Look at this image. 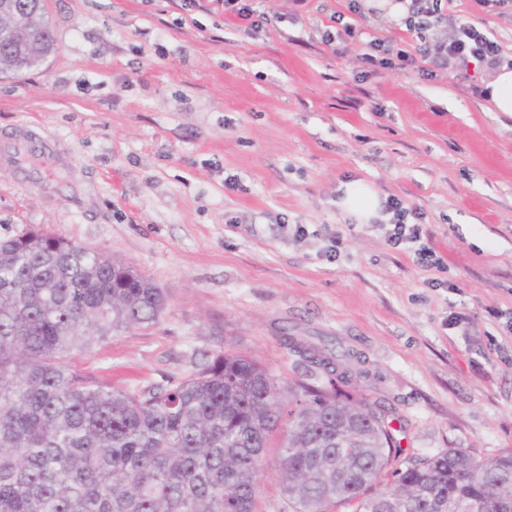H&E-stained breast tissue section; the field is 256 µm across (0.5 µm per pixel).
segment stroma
I'll list each match as a JSON object with an SVG mask.
<instances>
[{
  "mask_svg": "<svg viewBox=\"0 0 512 512\" xmlns=\"http://www.w3.org/2000/svg\"><path fill=\"white\" fill-rule=\"evenodd\" d=\"M345 5L308 0L294 21L291 0H255L269 18L255 33L216 0H44L56 51L0 76V144L51 141L55 174L0 162V240L38 228L167 291L156 324L78 358L112 387L179 379L225 351L291 384L305 367L286 329L359 357L355 392L391 411L403 457L510 452L512 116L491 110L481 69L364 76L369 39H416L366 8L334 53L322 36ZM448 11L512 58V17L474 0ZM349 181L423 212L445 286L337 206Z\"/></svg>",
  "mask_w": 512,
  "mask_h": 512,
  "instance_id": "35a3bbf8",
  "label": "stroma"
}]
</instances>
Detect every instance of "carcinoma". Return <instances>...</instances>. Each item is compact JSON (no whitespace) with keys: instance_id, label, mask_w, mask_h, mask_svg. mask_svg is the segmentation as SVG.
I'll list each match as a JSON object with an SVG mask.
<instances>
[{"instance_id":"cac0c4a2","label":"carcinoma","mask_w":512,"mask_h":512,"mask_svg":"<svg viewBox=\"0 0 512 512\" xmlns=\"http://www.w3.org/2000/svg\"><path fill=\"white\" fill-rule=\"evenodd\" d=\"M0 13V74L54 51L31 0ZM166 291L128 264L31 229L0 241V512H256L272 434L283 512H512V452L445 448L397 467L385 407L347 387L350 352L288 331L327 385L283 384L221 352L187 376L115 389L74 359L153 324ZM391 471L393 486L377 489Z\"/></svg>"}]
</instances>
